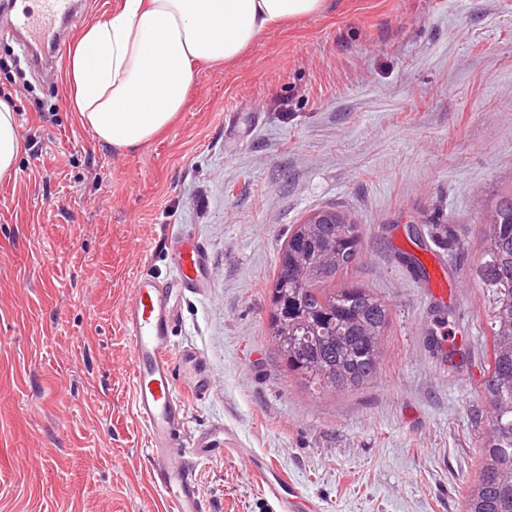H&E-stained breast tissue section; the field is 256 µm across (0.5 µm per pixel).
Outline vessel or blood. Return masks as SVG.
Wrapping results in <instances>:
<instances>
[{"instance_id":"obj_1","label":"vessel or blood","mask_w":512,"mask_h":512,"mask_svg":"<svg viewBox=\"0 0 512 512\" xmlns=\"http://www.w3.org/2000/svg\"><path fill=\"white\" fill-rule=\"evenodd\" d=\"M76 12L75 0H38L34 9L22 8L9 22L11 31L24 36L26 50L36 65L52 69L66 46L65 24ZM174 271L166 279L139 278L123 307L122 326L131 348L133 405L150 438L151 479L162 492L170 512H200L195 482L176 437L185 418L175 367L187 371L190 388L204 395L208 388L204 361L195 351L172 352L171 332L177 301L202 288V271L208 264L204 246L191 239L172 245ZM252 469L262 479L273 512H298L305 497L282 472L255 456Z\"/></svg>"}]
</instances>
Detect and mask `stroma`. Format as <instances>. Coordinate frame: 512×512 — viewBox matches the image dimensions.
Wrapping results in <instances>:
<instances>
[{
	"label": "stroma",
	"instance_id": "1",
	"mask_svg": "<svg viewBox=\"0 0 512 512\" xmlns=\"http://www.w3.org/2000/svg\"><path fill=\"white\" fill-rule=\"evenodd\" d=\"M64 71L34 74L0 28L23 144L0 177V512H163L121 314L176 236L208 253L172 333L213 384L183 391L177 438L206 512H272L253 453L321 512H462L488 416L481 224L512 194V0H329L196 66L130 152L80 124ZM320 209L360 225L351 277L391 320L377 378L316 398L267 324L288 231ZM205 436L224 452L199 456Z\"/></svg>",
	"mask_w": 512,
	"mask_h": 512
}]
</instances>
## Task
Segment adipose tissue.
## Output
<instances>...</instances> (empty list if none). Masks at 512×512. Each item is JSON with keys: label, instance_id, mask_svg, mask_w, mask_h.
<instances>
[{"label": "adipose tissue", "instance_id": "adipose-tissue-1", "mask_svg": "<svg viewBox=\"0 0 512 512\" xmlns=\"http://www.w3.org/2000/svg\"><path fill=\"white\" fill-rule=\"evenodd\" d=\"M327 6L328 0H120L81 30L69 53L72 109L100 143L136 149L182 110L194 64L233 62L262 33ZM21 151L16 115L0 102V177L14 170Z\"/></svg>", "mask_w": 512, "mask_h": 512}]
</instances>
